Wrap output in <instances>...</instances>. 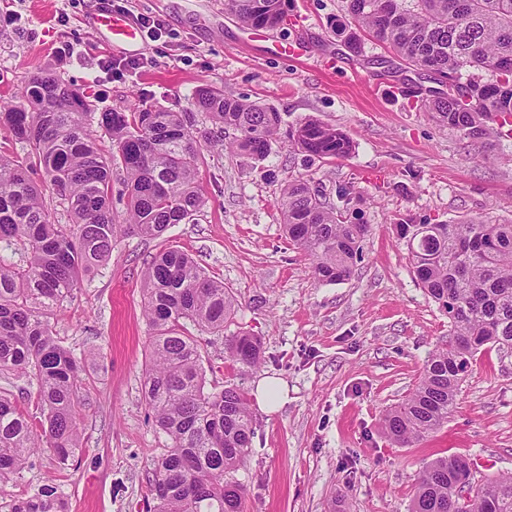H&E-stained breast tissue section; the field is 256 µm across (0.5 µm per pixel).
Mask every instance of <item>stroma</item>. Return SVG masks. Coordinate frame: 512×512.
<instances>
[{"mask_svg":"<svg viewBox=\"0 0 512 512\" xmlns=\"http://www.w3.org/2000/svg\"><path fill=\"white\" fill-rule=\"evenodd\" d=\"M287 6V25L270 31L242 26L224 0H130L129 9L161 16L168 31L118 47L95 24L96 0H0V100L53 67L98 113L137 100L184 112L204 85L280 112L283 133L265 160L207 153L205 205L165 239L234 293L231 332L262 344L259 368L233 369L223 337H210L202 345L207 380L250 393L264 377L288 386L277 410L254 408L251 452L235 478L247 512H409L418 473L435 457L482 456L490 465L479 476L512 473V352L479 354L447 423L423 441L401 448L382 429L386 410L413 392L449 330L418 285L397 226L512 221V137L481 146L423 111L422 98L438 87L434 74L371 40L362 55L350 52L335 34L342 0ZM134 58V70L98 67ZM308 116L344 131L351 153L322 162L294 150L285 131ZM298 176L321 183L328 202L349 193L350 214L369 226L348 281H318L283 232L276 202ZM160 244L120 238L54 317L55 334L86 369L84 452L62 474L42 449L0 483V496L49 484L59 486L67 512H153L147 474L166 437L143 398L152 331L142 301L143 273Z\"/></svg>","mask_w":512,"mask_h":512,"instance_id":"stroma-1","label":"stroma"}]
</instances>
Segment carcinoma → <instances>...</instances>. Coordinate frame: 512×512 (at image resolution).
Returning a JSON list of instances; mask_svg holds the SVG:
<instances>
[{"label": "carcinoma", "mask_w": 512, "mask_h": 512, "mask_svg": "<svg viewBox=\"0 0 512 512\" xmlns=\"http://www.w3.org/2000/svg\"><path fill=\"white\" fill-rule=\"evenodd\" d=\"M346 21L336 35L354 53L370 38L408 65L465 86L458 97L432 94L421 109L473 140L501 136L512 126V0H345ZM286 0H225L246 26L276 29ZM191 106L212 128L195 136L186 113L132 104L126 112L89 108L81 89L52 72L29 77L3 124L25 144L22 157L0 155V243L21 256L0 258V372L27 381L25 405L0 391V482L19 473L39 447L53 451L60 471L82 453L77 423L84 366L57 339L50 322L80 278L102 265L117 240L132 232L159 239L191 221L205 205L200 170L205 153L263 159L279 134L280 112L203 86ZM111 141L106 153L99 135ZM290 144L317 160L344 158L352 141L343 131L304 119L288 131ZM125 172L126 223L112 212V166ZM39 168L56 202L71 218L50 216L42 188L29 176ZM277 207L288 239L326 283L351 278L363 255L366 224H351L343 208L326 202L320 187L288 180ZM413 273L448 314V344L425 360L414 393L384 416L389 439L408 447L437 432L453 411L459 387L477 354L512 350V223L473 218L456 224H402ZM238 303L224 282L210 278L185 251L165 247L143 278V315L153 330L145 357L143 396L168 439L148 477L153 512H245L244 489L234 478L254 435L245 389L207 385L201 342L184 322L213 336L235 317ZM232 364L256 367L262 346L237 332L225 339ZM471 479L475 492L461 501L455 484ZM8 512H64L57 487L42 485L10 501ZM411 512H512V473L477 480L473 463L448 454L418 474Z\"/></svg>", "instance_id": "carcinoma-1"}]
</instances>
